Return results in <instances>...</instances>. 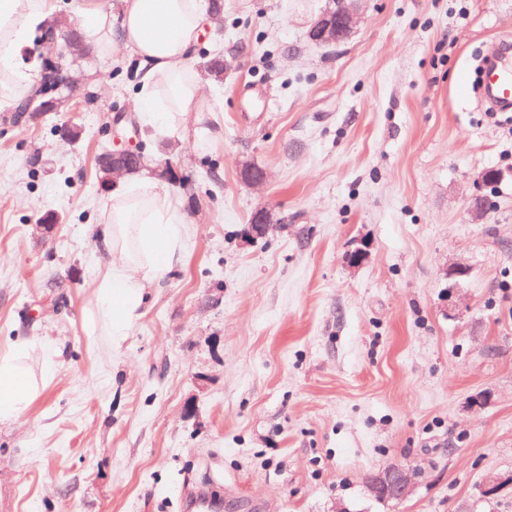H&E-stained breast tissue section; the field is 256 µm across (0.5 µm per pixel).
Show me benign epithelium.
<instances>
[{
    "instance_id": "obj_1",
    "label": "benign epithelium",
    "mask_w": 512,
    "mask_h": 512,
    "mask_svg": "<svg viewBox=\"0 0 512 512\" xmlns=\"http://www.w3.org/2000/svg\"><path fill=\"white\" fill-rule=\"evenodd\" d=\"M350 0H328V6L321 12L308 31V39L316 44L340 45L352 36L353 13ZM75 49L88 52L85 39L74 25L53 32L51 50L41 61L40 69L36 70L37 78L46 76V70H52L55 80L53 91L55 96L47 101H33L27 108L35 118H43L52 112H60L71 103L86 100L90 97L88 88L78 83L71 75L73 61L71 52ZM97 167L107 176L101 178L100 186L111 189L115 179L145 167L143 152L138 149H112L97 157ZM154 171L169 182H179L176 164L165 159L160 161ZM272 224L271 214L266 210L253 212L249 224L248 237L251 240L263 238ZM366 489L375 500L395 505L406 501L413 492V475L406 467L395 464L370 477Z\"/></svg>"
}]
</instances>
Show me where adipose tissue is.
Returning <instances> with one entry per match:
<instances>
[{"label":"adipose tissue","instance_id":"obj_1","mask_svg":"<svg viewBox=\"0 0 512 512\" xmlns=\"http://www.w3.org/2000/svg\"><path fill=\"white\" fill-rule=\"evenodd\" d=\"M50 0H0V75L7 89H31V73L20 59L28 36L52 13ZM88 34L102 53L115 46L132 51L145 97L139 107L150 135L180 127L186 114L209 111L196 82L179 80L208 22L205 0H121L119 15L85 8ZM188 222L179 201L147 172L129 175L103 206L98 249L111 262L101 282L97 309L112 336H124L144 304V283L167 277ZM28 341L0 355V423L22 415L36 390L20 358Z\"/></svg>","mask_w":512,"mask_h":512}]
</instances>
